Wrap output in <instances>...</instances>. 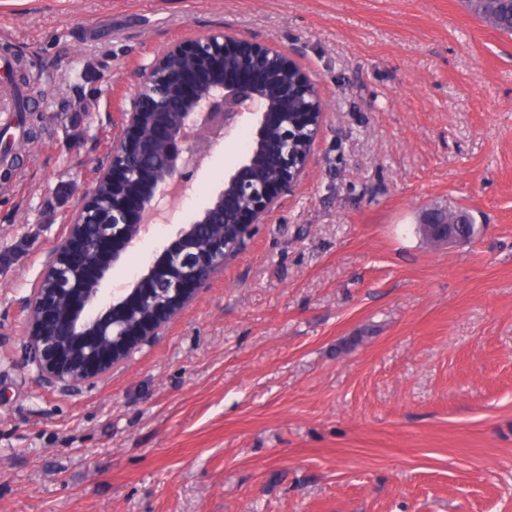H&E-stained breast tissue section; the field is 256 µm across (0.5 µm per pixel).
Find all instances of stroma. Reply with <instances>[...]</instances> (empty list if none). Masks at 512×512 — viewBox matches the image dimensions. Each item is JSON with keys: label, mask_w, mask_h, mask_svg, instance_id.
I'll return each mask as SVG.
<instances>
[{"label": "stroma", "mask_w": 512, "mask_h": 512, "mask_svg": "<svg viewBox=\"0 0 512 512\" xmlns=\"http://www.w3.org/2000/svg\"><path fill=\"white\" fill-rule=\"evenodd\" d=\"M209 31L314 83L306 171L161 336L80 392L41 384L27 299L76 191L136 72ZM3 44L45 121L12 130L0 181V512H512V37L466 0H0ZM253 137L216 147L103 288L147 273ZM434 208L480 234L433 245Z\"/></svg>", "instance_id": "35a3bbf8"}]
</instances>
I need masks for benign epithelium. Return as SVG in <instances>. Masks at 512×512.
Returning <instances> with one entry per match:
<instances>
[{
  "instance_id": "obj_1",
  "label": "benign epithelium",
  "mask_w": 512,
  "mask_h": 512,
  "mask_svg": "<svg viewBox=\"0 0 512 512\" xmlns=\"http://www.w3.org/2000/svg\"><path fill=\"white\" fill-rule=\"evenodd\" d=\"M242 45L258 64L227 63L229 51ZM291 66L284 54L213 31L171 46L136 74L112 155L95 186L78 191L68 234L49 254L28 299V363L45 383L78 392L160 335L195 289L224 268L230 255L224 230L233 229L239 241L249 236L295 185L308 159L293 152V135L314 143L323 110L306 74L288 80ZM244 121L255 127L264 152L276 157V167L253 178L249 157L228 177L229 188L179 230V249H164L144 275L158 294L139 281L129 292L113 288L112 304L91 314L123 249L174 210L175 197L189 189L215 146ZM456 223L444 217L430 225L433 241L465 242L448 232ZM85 224L96 225L108 252L81 231Z\"/></svg>"
}]
</instances>
